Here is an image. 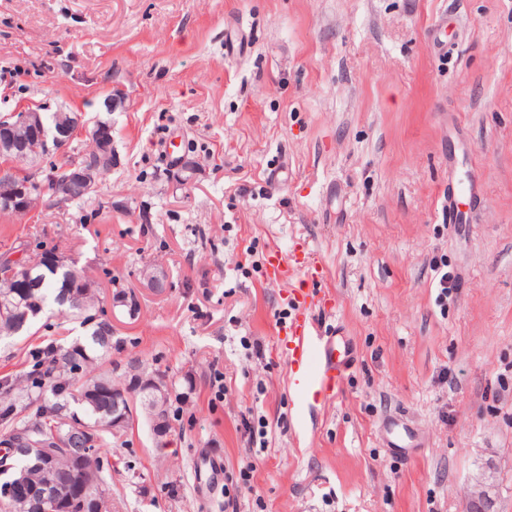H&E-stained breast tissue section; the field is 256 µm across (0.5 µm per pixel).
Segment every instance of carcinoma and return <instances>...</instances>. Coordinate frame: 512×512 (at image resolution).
Wrapping results in <instances>:
<instances>
[{
    "instance_id": "carcinoma-1",
    "label": "carcinoma",
    "mask_w": 512,
    "mask_h": 512,
    "mask_svg": "<svg viewBox=\"0 0 512 512\" xmlns=\"http://www.w3.org/2000/svg\"><path fill=\"white\" fill-rule=\"evenodd\" d=\"M17 149L24 152L22 160L33 162L47 158L41 141L27 132L17 134ZM55 249H44L26 257L31 264L28 278L21 270L3 264L0 266V338L15 336L29 329L16 322V312L24 302L18 282H25L29 298L35 300L38 315L46 313L53 304L67 306L68 313L86 329L84 341L71 345L53 344L33 353L30 370L23 375L0 378V445L11 448L23 439L43 441L56 449L54 465L59 470L69 466L67 449L60 443L67 441L73 447L81 445L73 434L84 426L93 430L95 444L88 447L84 467L98 481L93 496V512H103L108 483L103 457L106 449L118 441L132 422L126 425L112 423V390L122 386V375L114 374L112 361V331L108 322L95 319L91 311L99 307L100 293L94 288L85 270L76 263L55 262L48 254ZM146 373L161 375V370L138 359L127 363L125 375L133 379ZM193 390L192 381L167 383L153 387L152 403L181 400ZM16 467L27 471L30 488L24 496L6 504L0 503V512H42L43 475L24 457H15Z\"/></svg>"
}]
</instances>
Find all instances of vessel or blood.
Here are the masks:
<instances>
[{
  "label": "vessel or blood",
  "mask_w": 512,
  "mask_h": 512,
  "mask_svg": "<svg viewBox=\"0 0 512 512\" xmlns=\"http://www.w3.org/2000/svg\"><path fill=\"white\" fill-rule=\"evenodd\" d=\"M270 266L284 279L302 277L303 287L293 289L290 301L293 317L282 329L284 353L291 383L300 394H333L348 369L352 347L347 340L320 336L315 332V313L320 302L312 289L321 275L313 265L297 267L280 252H273Z\"/></svg>",
  "instance_id": "vessel-or-blood-1"
}]
</instances>
